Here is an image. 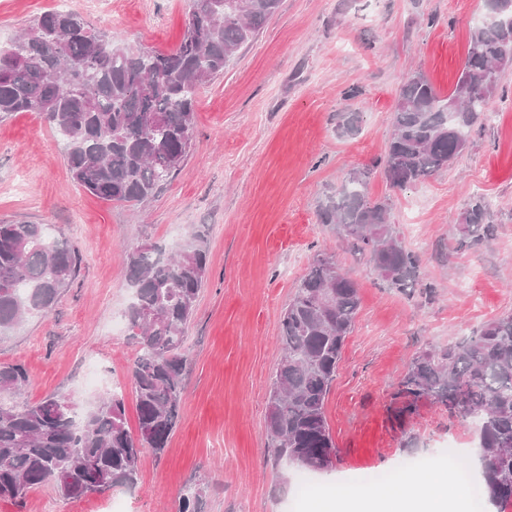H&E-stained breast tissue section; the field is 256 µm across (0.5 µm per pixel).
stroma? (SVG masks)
<instances>
[{
    "instance_id": "35a3bbf8",
    "label": "stroma",
    "mask_w": 512,
    "mask_h": 512,
    "mask_svg": "<svg viewBox=\"0 0 512 512\" xmlns=\"http://www.w3.org/2000/svg\"><path fill=\"white\" fill-rule=\"evenodd\" d=\"M55 0H0V45ZM190 0H69L70 11L140 51L180 41ZM484 0H280L224 74L199 89L187 159L148 202L93 196L70 177L62 140L39 115L0 121V221L47 224L75 246L80 266L45 314L0 334V363L22 365V406L48 396L85 408L119 391L137 427L128 368L136 355L121 327L130 301L125 244L178 251L207 231L208 273L184 349L189 364L179 420L162 452L145 449L138 480L79 499L42 486L0 512H175L182 493H202L203 512H309L327 491L366 472L399 473L449 449L477 473L479 428L419 398L404 413L400 384L413 356L441 350L512 313V68L493 98L495 119L476 125L464 156L403 190L375 170L368 195L389 205L406 246L421 258L419 288H392L321 224L317 209L346 174L387 150L398 90L423 73L450 94ZM359 133H336L343 112ZM494 231H457L474 196ZM332 256L358 284L359 308L325 403L335 444L330 469L285 471L266 432L280 319L314 257Z\"/></svg>"
}]
</instances>
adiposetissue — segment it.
<instances>
[{"instance_id":"ef3b65f1","label":"adipose tissue","mask_w":512,"mask_h":512,"mask_svg":"<svg viewBox=\"0 0 512 512\" xmlns=\"http://www.w3.org/2000/svg\"><path fill=\"white\" fill-rule=\"evenodd\" d=\"M448 472L440 467L404 474L387 488H346L312 512H448Z\"/></svg>"}]
</instances>
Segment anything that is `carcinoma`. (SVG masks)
Listing matches in <instances>:
<instances>
[{
  "label": "carcinoma",
  "instance_id": "carcinoma-1",
  "mask_svg": "<svg viewBox=\"0 0 512 512\" xmlns=\"http://www.w3.org/2000/svg\"><path fill=\"white\" fill-rule=\"evenodd\" d=\"M280 0H224L204 11L191 0L182 38L169 51H135L68 10L46 12L14 40L23 64L0 51V120L18 112L42 116L66 145L72 180L86 192L119 203H142L178 171L192 145L195 93L224 73ZM506 0H485L455 88L474 98L441 96L421 73L409 75L392 112L383 159L346 176L319 205L322 224L395 288L419 283L421 259L388 222L385 203L369 198L372 170L404 189L456 162L468 131L490 111L500 72L512 66V22ZM360 115L345 112L341 138L359 132ZM487 204L476 196L457 230L491 234ZM166 255L147 244L127 245L125 313L138 346L129 368L138 432L126 426L125 400L113 393L86 412L61 397L23 407L0 403V499L18 500L51 485L78 499L136 484L142 450L166 448L179 413L187 367L185 333L208 270L205 231ZM79 256L51 237L50 225L0 223V331L32 313L52 310L75 279ZM359 308L358 286L332 259L317 257L281 319L282 356L267 406L266 431L275 462L321 472L333 464L334 442L325 401ZM27 382L18 365L0 363V394ZM401 393L428 396L452 415L474 419L480 431L482 490L494 505L512 503V314L496 318L440 351L415 356ZM177 512H202L198 491L183 494Z\"/></svg>",
  "mask_w": 512,
  "mask_h": 512
}]
</instances>
